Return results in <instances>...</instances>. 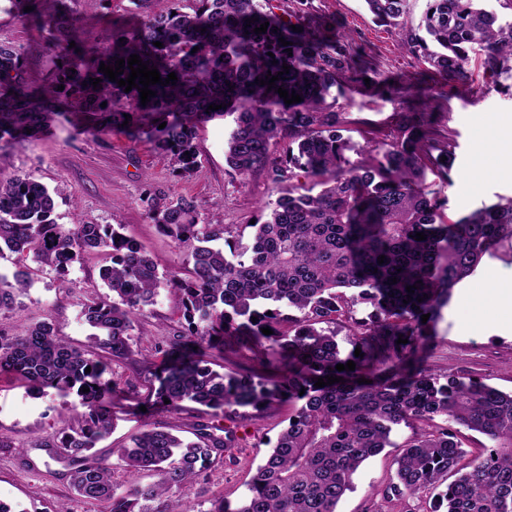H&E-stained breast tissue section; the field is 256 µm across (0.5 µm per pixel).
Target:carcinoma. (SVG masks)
I'll use <instances>...</instances> for the list:
<instances>
[{
  "mask_svg": "<svg viewBox=\"0 0 512 512\" xmlns=\"http://www.w3.org/2000/svg\"><path fill=\"white\" fill-rule=\"evenodd\" d=\"M364 2L376 23L397 27L407 0ZM486 2L427 0L422 34L408 38L405 47L448 81L469 83L473 58L493 80L512 76V0H498L508 14ZM9 3L23 24L51 33L55 84L30 88L25 49L0 42V140L22 142L29 129L68 120L55 104L82 84L84 108L100 116L96 132L126 124L130 137L150 140L168 156L179 176L195 170L198 125L230 116L227 165L243 181L264 170L273 182L289 183L267 204L266 220L230 238L228 225L200 222L195 200L147 186V215L185 249L188 273L181 277L159 272L121 224L58 223L55 198L63 189L30 175H0V259L30 258L63 281L85 256L109 255L99 272L108 293L82 308L95 352L59 336L49 321L22 335L0 327V373L16 374L38 394L54 389L79 397L83 411L74 423L35 444L64 465L74 493L103 504L105 512H191L182 491L217 456L237 447L234 430L213 420L229 419L239 408L287 404L293 408L288 425L257 466L241 505L233 509L219 498L209 512H337L357 471L393 446L390 435L402 425L416 431L400 446L390 482L373 492L387 512L428 492L435 493L433 512H512V393L453 375L442 383L416 361L427 339L421 316L435 321L485 255L512 245V199L453 220L428 189V175L448 176L453 131L434 127L430 112H398L370 158L351 160L343 117L321 108L323 95L353 71L351 57L319 30L264 10L260 0H139L142 23L113 39L110 49L81 45L80 18L67 0ZM27 6L33 10L24 11ZM265 22L267 31L254 33ZM293 24L303 31H293ZM132 54L162 79L177 75L174 85L149 86L156 96L144 106L138 88L127 92L99 71L100 64L113 66ZM268 74L279 81L258 84ZM91 78L100 83L90 85ZM280 88L302 101L285 103ZM211 104L223 108L212 111ZM418 232L426 239L416 240ZM32 282L25 269L0 270V310L13 309ZM163 286L178 292L185 324L173 338L154 344L165 358L160 371L143 359L150 375L147 398L168 413L194 403L201 415L192 440L174 434V425L155 424L113 449L127 469L149 478L122 489L112 481L109 457L95 451L117 420V385L108 375L113 363L134 356L133 331ZM363 304L372 312L354 322L361 355L344 356L331 326L353 319ZM266 327L272 334L262 333ZM400 337L408 343H396ZM229 340L260 348L270 373L211 368ZM350 360L355 370L336 369ZM329 376L342 381L315 386L317 378ZM437 417L446 426L423 427ZM458 426L488 440L482 455L465 465Z\"/></svg>",
  "mask_w": 512,
  "mask_h": 512,
  "instance_id": "cac0c4a2",
  "label": "carcinoma"
}]
</instances>
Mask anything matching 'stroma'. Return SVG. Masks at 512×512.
Returning a JSON list of instances; mask_svg holds the SVG:
<instances>
[{"label": "stroma", "instance_id": "1", "mask_svg": "<svg viewBox=\"0 0 512 512\" xmlns=\"http://www.w3.org/2000/svg\"><path fill=\"white\" fill-rule=\"evenodd\" d=\"M270 6L281 18L314 23L327 39L344 41L348 50L359 52L357 76L341 77L324 101L327 110L346 118L351 159L369 158L376 142L389 131L393 113L432 112L455 134L453 165L447 178L435 179L432 185L445 203L446 214L457 219L512 198V168L502 159L498 134L486 124L495 117L512 126V77L486 85L473 61L468 65L473 87L451 86L434 74L423 57L409 53L403 41L417 33L426 0H408L396 29L374 24L364 0H271ZM73 7L81 18L79 36L90 44L105 41L109 33H122L142 19L136 0H75ZM4 41L40 45V52L27 57L26 77L34 86L50 85L52 71L43 52L51 36L22 25L8 0H0V42ZM96 124L95 113L75 112L69 123L48 125L27 142L0 141V171L31 174L51 188L65 186V196L56 200L59 223L124 225L126 234L151 254L160 270L183 272L185 254L148 217L141 202L146 185L195 200L201 220L210 224L250 223L279 195V186L266 172H254L243 182L226 165L224 142L230 120L215 119L199 127L198 166L188 178L173 174L151 142L130 140L118 129L97 135ZM103 263V255L88 256L73 264L63 281L48 269L35 272L27 294L18 297L13 310L0 313V327L20 335L48 319L60 336L86 346L89 330L81 310L86 300L102 291ZM492 270L498 271L502 283L512 282V248L504 246L484 257L477 272L455 288L419 358L434 373L473 378L512 392V316L482 298ZM180 320L175 291L160 288L147 317L134 331L138 349L149 353L154 341L172 335ZM112 373L117 383H135L139 395L116 397L117 427L99 443L103 455L123 445L131 433L164 419L163 414L142 408L148 376L140 363H115ZM77 404V397L65 398L53 390L36 395L13 376L0 375V436L11 442L10 447L0 448V501L13 512H57L62 505L70 512H104L102 504L76 496L62 464L49 461L46 451L35 445L39 436L67 427ZM287 417L284 405L262 412L241 409L236 419L238 447L224 451L210 468L207 483L185 492L188 505L195 512H209L212 500L220 497L237 504ZM410 434L409 428H399L392 436L393 447L358 470L355 489L342 499L338 512H379L381 501L372 492L393 476L395 447Z\"/></svg>", "mask_w": 512, "mask_h": 512}]
</instances>
